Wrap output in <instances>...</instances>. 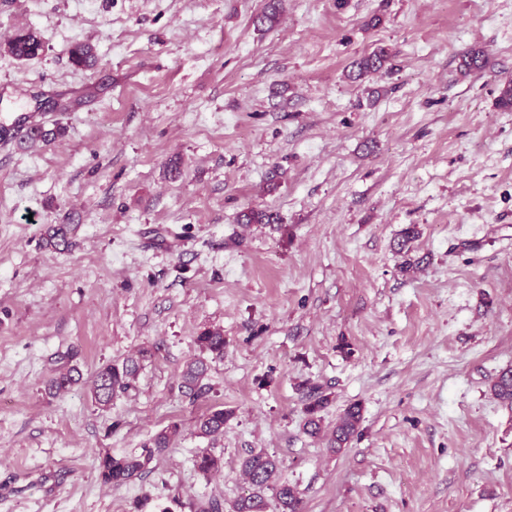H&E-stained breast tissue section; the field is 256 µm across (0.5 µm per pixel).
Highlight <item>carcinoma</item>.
<instances>
[{
  "label": "carcinoma",
  "instance_id": "obj_1",
  "mask_svg": "<svg viewBox=\"0 0 512 512\" xmlns=\"http://www.w3.org/2000/svg\"><path fill=\"white\" fill-rule=\"evenodd\" d=\"M278 13V0H267L263 11L256 15L254 22L258 26L273 25ZM7 51L19 60L36 57L43 49V41L31 31H19L6 43ZM70 57L74 66L90 68L96 63L94 47L86 42H78L70 49ZM389 54L380 48L362 56L357 62L358 75L379 72L386 68ZM485 67L483 52L472 49L466 52L460 62L461 71L470 74ZM65 134V128L58 126L47 130L42 126L31 129L28 139L32 143L55 139ZM241 222L245 224H273L277 218L264 210L250 209L242 213ZM71 225L52 224L45 230L43 244L46 248L55 251L66 250L72 245ZM201 357L187 364L182 374V384L188 388L191 395L201 397L205 394V387L201 385L207 370V360H220L224 357V332L221 330H205L195 337ZM139 369V360L131 358L120 365L107 364L94 374L90 387L91 401L100 408L112 404L119 394L128 392L131 382ZM79 370L71 366L58 373L47 382V390L57 395L78 383L75 374ZM490 390L494 397L503 405L512 407V368L501 370L491 383ZM330 403L329 396L318 386L308 390V403L305 407L306 420L304 431L315 436L322 431L323 418L320 412ZM232 413L222 408L212 407L202 413L196 421V433L203 438L215 439L224 434V425ZM362 420V409L358 404L346 408L339 417L336 425L329 432L328 443L333 450L347 446L357 434ZM181 432V423L170 422L158 432L149 444L142 448L139 454L113 456L106 454L99 459L98 469L104 483L112 486H122L131 483L146 472L153 459L163 453L173 437ZM220 458L203 452L196 456L195 466L198 472L208 476L219 470ZM242 468L249 483L255 491L242 496L231 505V512H265L267 503L263 496L266 488L275 489L276 509L278 512H300V499L295 487L286 482L276 481L279 464L276 458L263 452L253 453L242 463Z\"/></svg>",
  "mask_w": 512,
  "mask_h": 512
}]
</instances>
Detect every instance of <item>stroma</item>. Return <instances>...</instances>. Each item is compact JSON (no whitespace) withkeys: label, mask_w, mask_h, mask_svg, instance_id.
I'll return each instance as SVG.
<instances>
[{"label":"stroma","mask_w":512,"mask_h":512,"mask_svg":"<svg viewBox=\"0 0 512 512\" xmlns=\"http://www.w3.org/2000/svg\"><path fill=\"white\" fill-rule=\"evenodd\" d=\"M264 4L0 0V122L20 104L66 128L0 147V512H207L251 492L261 451L301 512H512V408L489 391L512 367V0H281L260 29ZM20 29L36 58L4 50ZM380 48L391 69L349 80ZM251 207L279 223H240ZM49 224L71 250L43 247ZM208 328L224 358L196 400ZM142 347L95 406L87 378ZM66 362L85 381L50 395ZM308 385L325 426L361 405L346 448L304 433ZM213 406L214 442L194 433ZM173 421L142 478L103 483L100 457ZM195 344L202 357H199L187 364L182 374V384L188 388L191 395L202 397L205 394V387L201 385L210 361L220 360L224 357V332L221 330H205L195 337ZM207 355L205 358L203 355ZM231 413L224 408L212 407L202 413L196 421V433L199 437L215 439L224 434V425Z\"/></svg>","instance_id":"35a3bbf8"}]
</instances>
